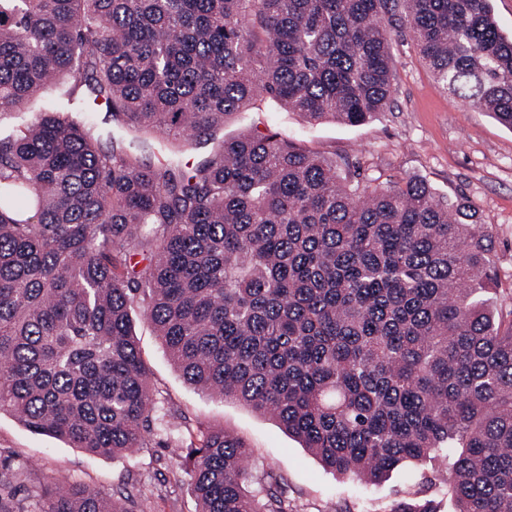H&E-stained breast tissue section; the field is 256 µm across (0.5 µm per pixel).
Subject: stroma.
<instances>
[{"instance_id": "obj_1", "label": "stroma", "mask_w": 512, "mask_h": 512, "mask_svg": "<svg viewBox=\"0 0 512 512\" xmlns=\"http://www.w3.org/2000/svg\"><path fill=\"white\" fill-rule=\"evenodd\" d=\"M394 81L389 109L351 127L335 122L309 125L298 113L269 102L230 117L225 135L277 131L304 149L336 163L340 176L426 183L437 199L465 200L493 240L495 298L502 315L512 314V129L489 113L454 99L437 83L408 30L393 35ZM141 355L175 421L191 432L222 427L250 447L246 487L261 493L268 474L282 475L290 512H384L402 499L435 500L440 512H455L445 481L449 461L393 471L365 485L325 468L269 416L233 400L198 391L171 362L162 341L140 309L132 311ZM168 434L157 431L147 448L102 456L29 431L14 415L0 414V472H24L26 490L43 487L56 472L70 483L105 497L150 495L154 512H197L191 481Z\"/></svg>"}]
</instances>
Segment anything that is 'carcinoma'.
<instances>
[{
	"label": "carcinoma",
	"instance_id": "obj_1",
	"mask_svg": "<svg viewBox=\"0 0 512 512\" xmlns=\"http://www.w3.org/2000/svg\"><path fill=\"white\" fill-rule=\"evenodd\" d=\"M453 98L512 129V38L490 0H0V115L50 85L66 104L0 128V412L93 454L148 445L162 413L134 303L190 384L271 414L328 469L376 481L455 449V512H512V320L484 296L492 237L423 182L352 187L274 132L217 139L269 100L359 126L393 93V31ZM210 146L189 171L89 117ZM198 512H288L245 489L250 449L183 445ZM0 512H152L87 489ZM389 512H439L402 500Z\"/></svg>",
	"mask_w": 512,
	"mask_h": 512
}]
</instances>
